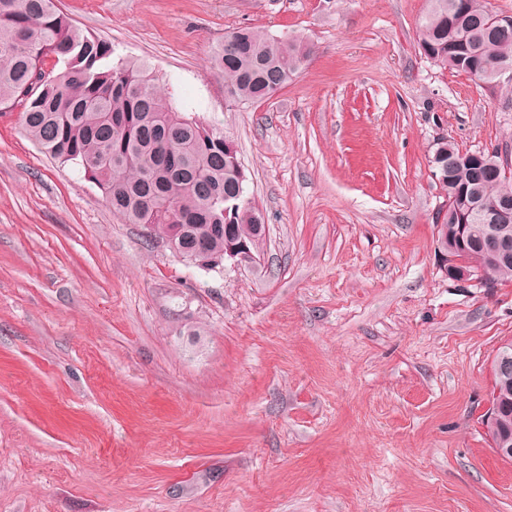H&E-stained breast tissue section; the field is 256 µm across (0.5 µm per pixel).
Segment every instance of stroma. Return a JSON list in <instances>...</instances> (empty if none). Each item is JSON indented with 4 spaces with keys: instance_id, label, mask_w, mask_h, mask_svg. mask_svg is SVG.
Returning a JSON list of instances; mask_svg holds the SVG:
<instances>
[{
    "instance_id": "1",
    "label": "stroma",
    "mask_w": 512,
    "mask_h": 512,
    "mask_svg": "<svg viewBox=\"0 0 512 512\" xmlns=\"http://www.w3.org/2000/svg\"><path fill=\"white\" fill-rule=\"evenodd\" d=\"M220 125L266 236L189 265L0 109V512H512L483 423L512 280L441 267L440 137L512 159V82L427 59V0H55ZM239 27L314 53L230 103Z\"/></svg>"
}]
</instances>
